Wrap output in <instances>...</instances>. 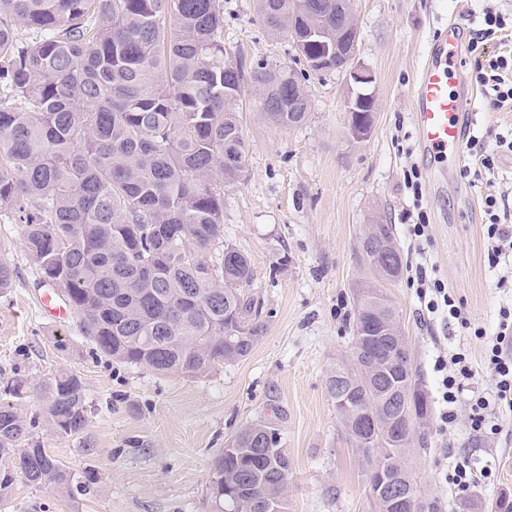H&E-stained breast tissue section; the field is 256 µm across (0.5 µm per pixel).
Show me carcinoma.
I'll use <instances>...</instances> for the list:
<instances>
[{
    "label": "carcinoma",
    "instance_id": "1",
    "mask_svg": "<svg viewBox=\"0 0 512 512\" xmlns=\"http://www.w3.org/2000/svg\"><path fill=\"white\" fill-rule=\"evenodd\" d=\"M294 0H256L270 35H291ZM29 30L21 40L17 26ZM224 0H0V220L22 225L27 255L79 318L96 350L160 376L203 377L247 357L263 334L261 304L249 292L248 255L224 243V187L245 167L224 166V146L246 154L237 102L249 87L272 124L288 126L294 67L249 65L224 48ZM371 287L357 304L352 360L378 372L331 376L349 390L341 415L364 480L400 479L418 512L407 462L406 424L380 416L429 415L427 395L411 398L392 380L413 373L406 338L370 341L361 332L392 306L385 289L403 273L391 225L360 246ZM43 421L62 436L87 423L80 376L60 372L43 385ZM378 418L376 447L355 437L354 415ZM10 403L0 405V502L14 474L70 495L90 493L67 465L41 448ZM276 430L243 428L212 464V512H274L291 467Z\"/></svg>",
    "mask_w": 512,
    "mask_h": 512
}]
</instances>
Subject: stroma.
Masks as SVG:
<instances>
[{"label": "stroma", "instance_id": "35a3bbf8", "mask_svg": "<svg viewBox=\"0 0 512 512\" xmlns=\"http://www.w3.org/2000/svg\"><path fill=\"white\" fill-rule=\"evenodd\" d=\"M360 27L358 60L375 76L377 117L368 140L347 136L342 75L306 82L307 122L284 128L264 119L259 100L239 102L246 141V177L224 190V241L248 254L251 293L263 307L265 330L244 359L208 376H159L99 353L75 318L57 324L39 310L42 290L17 224L0 223V262L15 271L0 293V390L24 386L17 408L35 424L43 448L77 474L90 475L89 494L67 496L16 477L0 512H210L208 478L217 454L244 426L277 430L291 463L288 512H373L361 466L344 431L329 379L351 360L356 289L368 273L358 256L366 224L392 225L405 267L424 264L460 302L470 327L445 324L424 310L407 279L389 286L409 340L411 365L430 400H437L438 355L465 350L474 375L459 396L457 418L442 426L431 411L424 439L414 440L407 465L438 512H488L512 493V419L496 435L468 421L473 394L492 395L484 367L485 339L495 335L512 289L490 267L484 197L506 194L512 206V155L501 157L489 180L462 175L471 157L441 164L423 151L413 120V89L435 34L456 23L470 40L480 0H353ZM224 45L246 62L291 65L292 41L269 35L256 19V0H224ZM461 60L471 98L470 126L512 130V112H490ZM417 170L428 237L408 233L413 195L404 174ZM482 336H475V329ZM81 377L87 424L62 436L47 427L42 385L58 371ZM489 466L491 475L467 492L446 483L457 462Z\"/></svg>", "mask_w": 512, "mask_h": 512}]
</instances>
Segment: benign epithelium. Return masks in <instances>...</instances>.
I'll return each instance as SVG.
<instances>
[{
	"mask_svg": "<svg viewBox=\"0 0 512 512\" xmlns=\"http://www.w3.org/2000/svg\"><path fill=\"white\" fill-rule=\"evenodd\" d=\"M336 33L328 25H311L304 19L305 10L294 6L297 58L310 75L336 71L346 80L347 128L355 143L366 141L376 118L375 96L370 92L375 78L370 69L356 62L360 30L351 0H335Z\"/></svg>",
	"mask_w": 512,
	"mask_h": 512,
	"instance_id": "benign-epithelium-1",
	"label": "benign epithelium"
}]
</instances>
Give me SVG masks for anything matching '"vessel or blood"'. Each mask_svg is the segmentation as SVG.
Returning a JSON list of instances; mask_svg holds the SVG:
<instances>
[{
	"label": "vessel or blood",
	"instance_id": "obj_1",
	"mask_svg": "<svg viewBox=\"0 0 512 512\" xmlns=\"http://www.w3.org/2000/svg\"><path fill=\"white\" fill-rule=\"evenodd\" d=\"M461 52L458 29L448 24L431 41L413 91L418 139L441 162L456 160L470 112L468 98L449 89Z\"/></svg>",
	"mask_w": 512,
	"mask_h": 512
}]
</instances>
